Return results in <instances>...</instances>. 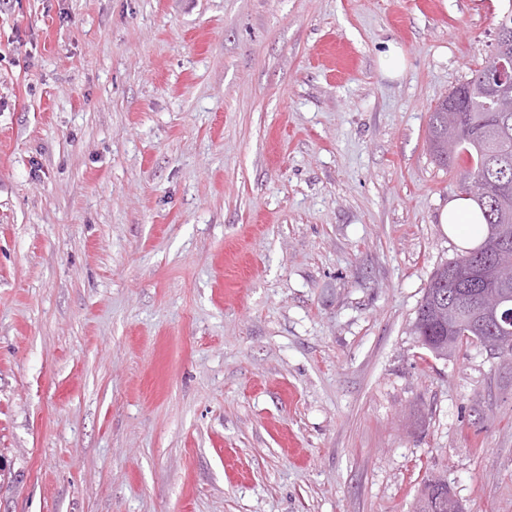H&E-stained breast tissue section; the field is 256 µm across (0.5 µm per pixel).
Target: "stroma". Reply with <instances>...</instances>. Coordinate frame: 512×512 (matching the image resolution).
<instances>
[{"mask_svg":"<svg viewBox=\"0 0 512 512\" xmlns=\"http://www.w3.org/2000/svg\"><path fill=\"white\" fill-rule=\"evenodd\" d=\"M511 9L0 0V512H512V357L413 334ZM405 58L395 43H388L381 56L382 71L387 77L396 78L405 68ZM448 484L441 481H429L421 490V505L419 512H448V498L443 500L442 490Z\"/></svg>","mask_w":512,"mask_h":512,"instance_id":"35a3bbf8","label":"stroma"}]
</instances>
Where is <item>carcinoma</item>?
<instances>
[{
    "label": "carcinoma",
    "mask_w": 512,
    "mask_h": 512,
    "mask_svg": "<svg viewBox=\"0 0 512 512\" xmlns=\"http://www.w3.org/2000/svg\"><path fill=\"white\" fill-rule=\"evenodd\" d=\"M487 74L477 69L432 112L429 139L436 160L457 166V175L477 184L484 196L475 203L484 211V240L436 269L417 310L413 331L419 345L439 358H448V337L457 348L460 336L498 340L512 352V323L502 327L476 315L477 298L498 287L494 264L507 259L512 272V109L485 107L493 91ZM456 151L448 156V135ZM448 484L430 481L421 490L419 512H448L442 498Z\"/></svg>",
    "instance_id": "1"
}]
</instances>
